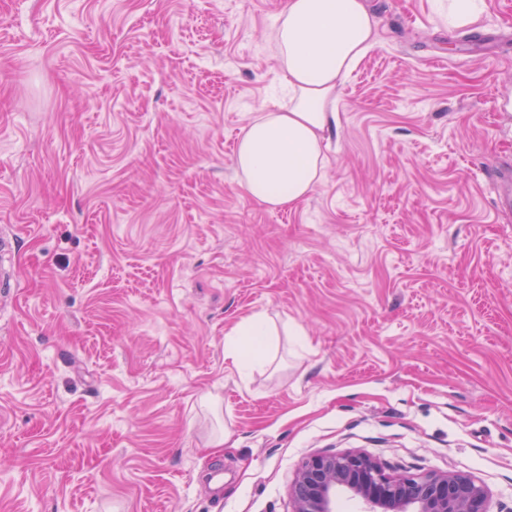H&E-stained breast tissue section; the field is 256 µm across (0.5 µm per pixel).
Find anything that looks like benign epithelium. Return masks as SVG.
Segmentation results:
<instances>
[{"label": "benign epithelium", "mask_w": 512, "mask_h": 512, "mask_svg": "<svg viewBox=\"0 0 512 512\" xmlns=\"http://www.w3.org/2000/svg\"><path fill=\"white\" fill-rule=\"evenodd\" d=\"M346 491L365 512H490L486 489L457 472L392 476L362 452L316 454L300 466L294 512H334L336 492Z\"/></svg>", "instance_id": "1"}]
</instances>
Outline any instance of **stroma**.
<instances>
[{"instance_id": "1", "label": "stroma", "mask_w": 512, "mask_h": 512, "mask_svg": "<svg viewBox=\"0 0 512 512\" xmlns=\"http://www.w3.org/2000/svg\"><path fill=\"white\" fill-rule=\"evenodd\" d=\"M283 3L0 0V512H293L352 450L512 512V0H368L325 176L269 209L235 151ZM448 2L457 5L455 10L448 11V21L453 23L459 13L465 19L462 25L477 21L486 12L488 6L486 0H448ZM272 330L267 318L260 313H256L243 319L238 326L231 329L228 336H250L253 339L269 344V336H272Z\"/></svg>"}]
</instances>
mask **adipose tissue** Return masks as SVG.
<instances>
[{"label":"adipose tissue","instance_id":"ef3b65f1","mask_svg":"<svg viewBox=\"0 0 512 512\" xmlns=\"http://www.w3.org/2000/svg\"><path fill=\"white\" fill-rule=\"evenodd\" d=\"M374 26L366 0H285L275 44L291 99L261 111L240 141L236 166L251 199L289 207L322 179L327 140L340 123L337 91L373 46Z\"/></svg>","mask_w":512,"mask_h":512}]
</instances>
